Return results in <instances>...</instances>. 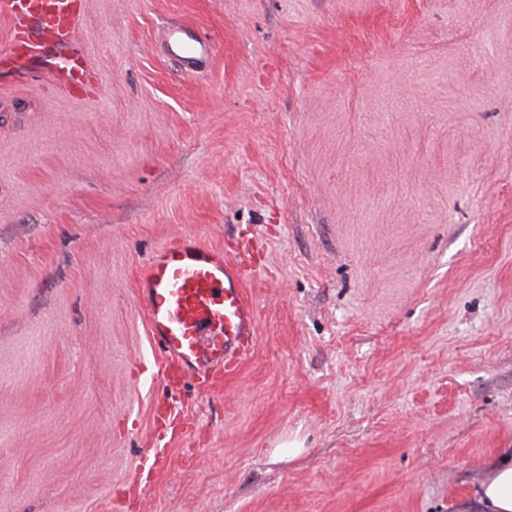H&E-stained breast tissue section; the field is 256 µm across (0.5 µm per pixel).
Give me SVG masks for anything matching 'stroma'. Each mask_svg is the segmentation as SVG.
Wrapping results in <instances>:
<instances>
[{"mask_svg": "<svg viewBox=\"0 0 512 512\" xmlns=\"http://www.w3.org/2000/svg\"><path fill=\"white\" fill-rule=\"evenodd\" d=\"M72 46L97 95L0 75V512H110L176 235L249 248L256 349L125 512H454L512 448V0H84ZM162 47L169 60L184 72H196L215 52L212 43L203 40L190 26H175L164 32Z\"/></svg>", "mask_w": 512, "mask_h": 512, "instance_id": "obj_1", "label": "stroma"}]
</instances>
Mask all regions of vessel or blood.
<instances>
[{
	"instance_id": "b4317fda",
	"label": "vessel or blood",
	"mask_w": 512,
	"mask_h": 512,
	"mask_svg": "<svg viewBox=\"0 0 512 512\" xmlns=\"http://www.w3.org/2000/svg\"><path fill=\"white\" fill-rule=\"evenodd\" d=\"M81 14L80 0H0V17L14 22L0 66L20 67L49 55L53 85L96 93L103 86L100 74L70 47ZM162 47L184 72L199 71L215 52L212 43L183 25L165 31ZM252 268L248 252L231 256L192 236L168 239L147 259L137 298L151 343L162 357L168 395L154 405V446L126 480L127 499L141 498L167 464L166 438L180 414L177 393L188 384L201 393L232 380L252 357L257 309L245 290Z\"/></svg>"
}]
</instances>
